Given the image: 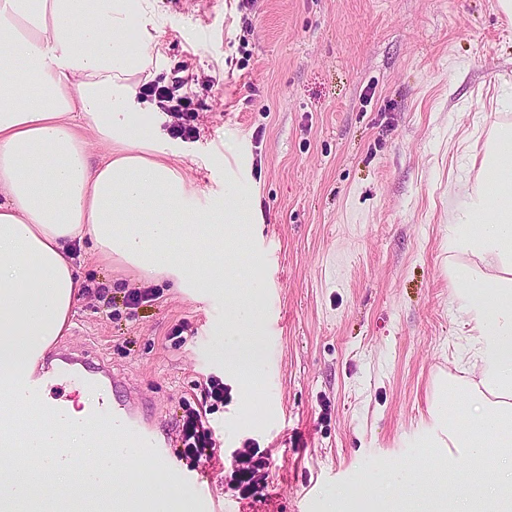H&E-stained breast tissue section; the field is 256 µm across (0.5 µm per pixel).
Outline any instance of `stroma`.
<instances>
[{
	"mask_svg": "<svg viewBox=\"0 0 512 512\" xmlns=\"http://www.w3.org/2000/svg\"><path fill=\"white\" fill-rule=\"evenodd\" d=\"M154 3V80L181 84L198 114L195 139L167 138L168 159L196 207L230 189L261 219L241 226L226 295L208 301L77 248L82 285L105 284L121 308L81 295L56 346L102 358L123 379L117 398L146 397L169 436L168 464L130 486L162 483L175 512H203L174 477L194 465L176 422L213 375L227 398L209 417L224 449L209 485L236 512H425L435 493L477 491L484 473L461 485L419 455L429 409L462 366L448 212L464 157L504 117L493 98L512 92V19L497 0ZM135 288L156 300L123 307ZM229 296L254 307L261 376L248 391L219 354ZM184 321L191 333L174 345ZM248 438L272 459L264 496L242 500L229 451Z\"/></svg>",
	"mask_w": 512,
	"mask_h": 512,
	"instance_id": "stroma-1",
	"label": "stroma"
}]
</instances>
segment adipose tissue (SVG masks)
<instances>
[{"label":"adipose tissue","instance_id":"1","mask_svg":"<svg viewBox=\"0 0 512 512\" xmlns=\"http://www.w3.org/2000/svg\"><path fill=\"white\" fill-rule=\"evenodd\" d=\"M149 0H0V381L34 375L70 328L74 241L173 287L224 286V241L256 218L251 199L195 207L134 101L155 62ZM106 146L101 158L88 136ZM449 275L473 344V380L429 451L490 470L483 512H512V121L489 133L475 181L449 212ZM220 353L242 384L259 376L251 306L232 301Z\"/></svg>","mask_w":512,"mask_h":512}]
</instances>
